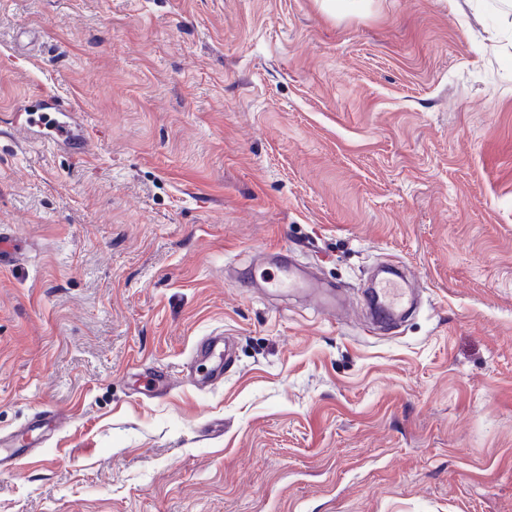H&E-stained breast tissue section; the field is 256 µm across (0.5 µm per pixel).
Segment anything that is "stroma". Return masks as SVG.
I'll list each match as a JSON object with an SVG mask.
<instances>
[{
  "label": "stroma",
  "mask_w": 512,
  "mask_h": 512,
  "mask_svg": "<svg viewBox=\"0 0 512 512\" xmlns=\"http://www.w3.org/2000/svg\"><path fill=\"white\" fill-rule=\"evenodd\" d=\"M46 92L85 144L13 129ZM0 122V436L66 417L0 512H512L504 0H0ZM275 246L340 315L255 285ZM376 294L381 306V313H389L398 307L408 303L406 289L395 281H385L376 289Z\"/></svg>",
  "instance_id": "1"
}]
</instances>
